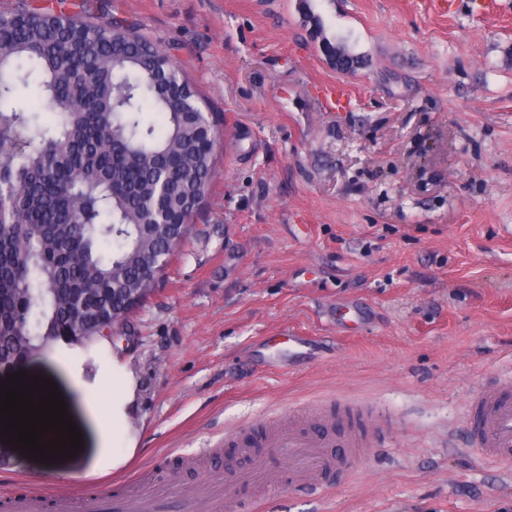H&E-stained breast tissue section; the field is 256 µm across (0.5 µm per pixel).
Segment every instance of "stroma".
Listing matches in <instances>:
<instances>
[{
    "mask_svg": "<svg viewBox=\"0 0 512 512\" xmlns=\"http://www.w3.org/2000/svg\"><path fill=\"white\" fill-rule=\"evenodd\" d=\"M86 7L169 51L216 132L193 229L123 337L49 343L21 369L54 381L83 436L47 465L0 442L21 481L75 508L170 463L232 478L226 435L339 397L394 425L345 484L286 488L273 512H512V467L466 446V402L512 376V0H0ZM366 56L337 72L307 13ZM310 337L300 351L285 329ZM113 393L123 417L95 414Z\"/></svg>",
    "mask_w": 512,
    "mask_h": 512,
    "instance_id": "1",
    "label": "stroma"
}]
</instances>
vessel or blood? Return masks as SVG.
I'll return each mask as SVG.
<instances>
[{
  "label": "vessel or blood",
  "mask_w": 512,
  "mask_h": 512,
  "mask_svg": "<svg viewBox=\"0 0 512 512\" xmlns=\"http://www.w3.org/2000/svg\"><path fill=\"white\" fill-rule=\"evenodd\" d=\"M304 421L277 425L264 438L260 448H284L290 466L287 471L270 469L265 460L252 458L232 484L210 478L189 487L172 488L169 481H147L134 476L105 499L84 491L79 512H257L270 504L287 485L299 482L320 492L328 474L349 476L362 468L360 451L379 445L386 433L360 410L337 404L331 418H323L309 408ZM465 434L481 458L503 465L512 464V379L484 384L468 403ZM58 498L48 491L15 488L0 495V512H57Z\"/></svg>",
  "instance_id": "obj_1"
}]
</instances>
